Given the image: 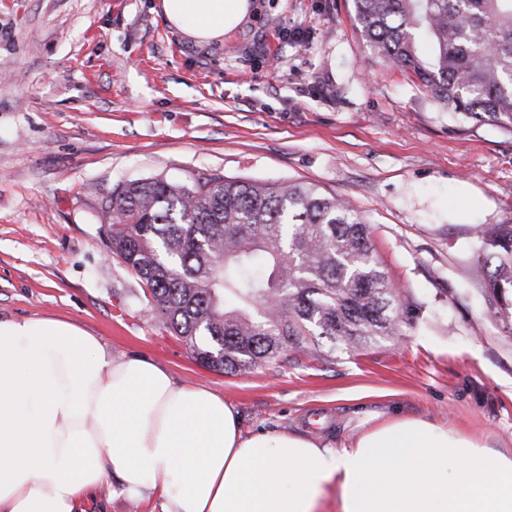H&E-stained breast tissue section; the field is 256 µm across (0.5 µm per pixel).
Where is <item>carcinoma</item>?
Masks as SVG:
<instances>
[{"label": "carcinoma", "mask_w": 512, "mask_h": 512, "mask_svg": "<svg viewBox=\"0 0 512 512\" xmlns=\"http://www.w3.org/2000/svg\"><path fill=\"white\" fill-rule=\"evenodd\" d=\"M353 2L372 53L439 106L512 125V0ZM101 213L113 259L205 367L233 373L400 335L367 222L314 185L136 180L103 196ZM480 256V295L512 335V224L487 228Z\"/></svg>", "instance_id": "cac0c4a2"}]
</instances>
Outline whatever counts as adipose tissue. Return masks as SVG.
I'll use <instances>...</instances> for the list:
<instances>
[{
    "label": "adipose tissue",
    "mask_w": 512,
    "mask_h": 512,
    "mask_svg": "<svg viewBox=\"0 0 512 512\" xmlns=\"http://www.w3.org/2000/svg\"><path fill=\"white\" fill-rule=\"evenodd\" d=\"M168 24L223 42L256 0H160ZM117 477L160 512H512V449L395 414L336 447L244 433L236 407L99 337L49 319L0 321V512H88Z\"/></svg>",
    "instance_id": "obj_1"
}]
</instances>
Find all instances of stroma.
Segmentation results:
<instances>
[{"label":"stroma","mask_w":512,"mask_h":512,"mask_svg":"<svg viewBox=\"0 0 512 512\" xmlns=\"http://www.w3.org/2000/svg\"><path fill=\"white\" fill-rule=\"evenodd\" d=\"M156 0H0V320L53 318L236 406L245 432L345 444L402 414L512 448V338L473 294L480 232L512 224V129L442 110L375 59L352 0H258L199 45ZM310 183L352 203L400 336L332 361L197 363L107 256L118 183Z\"/></svg>","instance_id":"35a3bbf8"}]
</instances>
